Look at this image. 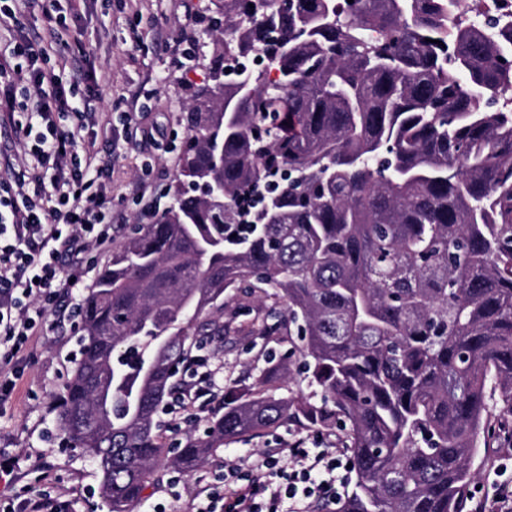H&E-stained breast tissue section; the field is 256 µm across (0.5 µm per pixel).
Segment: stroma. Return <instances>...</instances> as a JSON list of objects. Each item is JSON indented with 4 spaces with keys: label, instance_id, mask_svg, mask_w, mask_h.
<instances>
[{
    "label": "stroma",
    "instance_id": "1",
    "mask_svg": "<svg viewBox=\"0 0 512 512\" xmlns=\"http://www.w3.org/2000/svg\"><path fill=\"white\" fill-rule=\"evenodd\" d=\"M211 0H75L64 7L67 29L54 45L52 64L93 50L97 71L107 83L98 92V107L113 129L112 142L97 147L112 169V224L142 223L138 193L170 205L164 190L179 169L181 145L186 135L185 116L194 89L205 79L198 63L181 65L175 40H187L194 54L204 51L202 18ZM155 127L157 142L140 145V127ZM272 294L262 290H230L224 295V337L214 340L211 366L220 374L215 397L227 387L252 389L269 367L284 363L290 377L278 376L269 383L270 393L289 397L298 393L313 397L301 368L300 357H288L297 340L287 328H273L268 312L278 306ZM76 327L58 320L46 336L31 337L24 351V370L11 401L0 407V456L12 459L15 479L0 484V512L19 498L47 495L68 501L71 512H106L96 465L64 441L57 422L61 403L78 356ZM302 437L307 447H343L340 429H300L284 423L262 434L225 440L207 463L178 484L169 463L150 482L131 512H193L201 488L210 485L226 467L248 465L250 460L275 454L293 438ZM470 501L492 498L501 488L512 490V450L497 449L490 459L475 460Z\"/></svg>",
    "mask_w": 512,
    "mask_h": 512
}]
</instances>
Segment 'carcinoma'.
Returning <instances> with one entry per match:
<instances>
[{"mask_svg":"<svg viewBox=\"0 0 512 512\" xmlns=\"http://www.w3.org/2000/svg\"><path fill=\"white\" fill-rule=\"evenodd\" d=\"M291 2L215 0L174 203L132 225L80 302L59 420L107 512H130L162 460L189 473L289 421L349 440L338 512H464L488 382L512 417L509 6L462 22L460 0ZM260 53L288 86L259 70L260 102L224 111V71ZM252 282L284 299L320 401L263 378L166 442L175 379Z\"/></svg>","mask_w":512,"mask_h":512,"instance_id":"obj_1","label":"carcinoma"}]
</instances>
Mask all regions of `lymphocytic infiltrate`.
Returning <instances> with one entry per match:
<instances>
[{
	"label": "lymphocytic infiltrate",
	"instance_id": "1",
	"mask_svg": "<svg viewBox=\"0 0 512 512\" xmlns=\"http://www.w3.org/2000/svg\"><path fill=\"white\" fill-rule=\"evenodd\" d=\"M32 0H0V26L10 38L0 48V126H26L25 161L15 166L0 153V167L10 180L0 183V405L15 383L30 336L47 331V316L61 309L74 288L82 286L92 267L91 245L112 239L111 202L106 183L111 168L95 140L81 132L95 114L76 99V86L47 67L49 50L61 38L52 27L32 39L16 19ZM207 357L189 364L175 404L206 410L213 397ZM344 463L334 448H310L305 439L289 441L278 455L266 456L248 469L232 467L227 477L244 481L234 499L219 487L204 488L196 512H313L335 506L343 485ZM279 491L269 492L271 477Z\"/></svg>",
	"mask_w": 512,
	"mask_h": 512
}]
</instances>
